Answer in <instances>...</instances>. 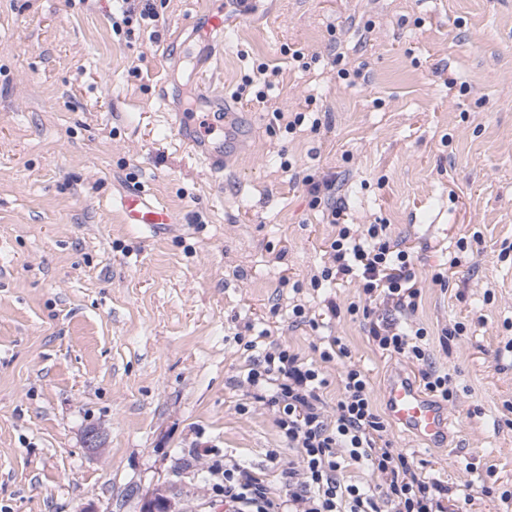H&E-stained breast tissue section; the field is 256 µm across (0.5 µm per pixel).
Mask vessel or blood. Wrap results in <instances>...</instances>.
Segmentation results:
<instances>
[{"instance_id":"vessel-or-blood-1","label":"vessel or blood","mask_w":512,"mask_h":512,"mask_svg":"<svg viewBox=\"0 0 512 512\" xmlns=\"http://www.w3.org/2000/svg\"><path fill=\"white\" fill-rule=\"evenodd\" d=\"M223 0H209L200 12L204 31L224 27ZM199 112H171L167 122L188 152L211 173L220 174L230 157L241 149L245 135L238 131L235 113L226 111L224 95L207 91ZM126 223L159 226L171 223L168 210L154 203L141 191L127 193L122 200ZM389 418L412 433L423 445L432 447L447 437L450 420L444 405L426 395L411 377L392 375L382 390Z\"/></svg>"}]
</instances>
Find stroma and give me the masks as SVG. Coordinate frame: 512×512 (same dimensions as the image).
Listing matches in <instances>:
<instances>
[{"instance_id": "stroma-1", "label": "stroma", "mask_w": 512, "mask_h": 512, "mask_svg": "<svg viewBox=\"0 0 512 512\" xmlns=\"http://www.w3.org/2000/svg\"><path fill=\"white\" fill-rule=\"evenodd\" d=\"M203 2L166 0L126 36L113 0H0V512H141L154 492L224 512L209 469L228 453L280 487L266 453L281 432L239 414L230 382L249 331L308 360L314 335L339 337L376 401L392 373H417L347 313L354 285L311 287L338 227L299 172L335 177L353 223L412 249L411 319L466 389L448 441L423 450L394 425L396 448L458 493L490 467L512 485V0L231 2L209 68L247 148L220 180L165 116L196 89L185 41ZM262 62L277 71L266 101L237 98ZM133 189L172 223H125ZM300 303L319 331L289 327ZM458 322L464 336L441 343Z\"/></svg>"}]
</instances>
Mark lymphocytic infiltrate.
Wrapping results in <instances>:
<instances>
[{"instance_id":"f902f5d3","label":"lymphocytic infiltrate","mask_w":512,"mask_h":512,"mask_svg":"<svg viewBox=\"0 0 512 512\" xmlns=\"http://www.w3.org/2000/svg\"><path fill=\"white\" fill-rule=\"evenodd\" d=\"M312 206H324L339 231L322 269L311 277L312 287L338 277L353 282L359 302L347 311L359 317L373 342L384 352L420 365L425 390L454 406L461 390L450 373L432 361L425 328L403 323L421 297L411 253L395 243L383 224H353L345 203L333 200L332 178L304 176ZM250 351L245 372L235 383L246 397L240 414L261 412L273 417L295 460L282 462L278 450L266 460L280 469V488L269 487L252 468L236 457L224 458L225 512H468L469 495L451 494L440 480L426 477L424 465L394 448L389 423L378 412L366 374L349 363V350L331 337L316 363L305 362L283 342L260 344L257 337H237ZM343 362L342 393L327 406V366ZM363 464L368 482L344 480L346 461Z\"/></svg>"}]
</instances>
